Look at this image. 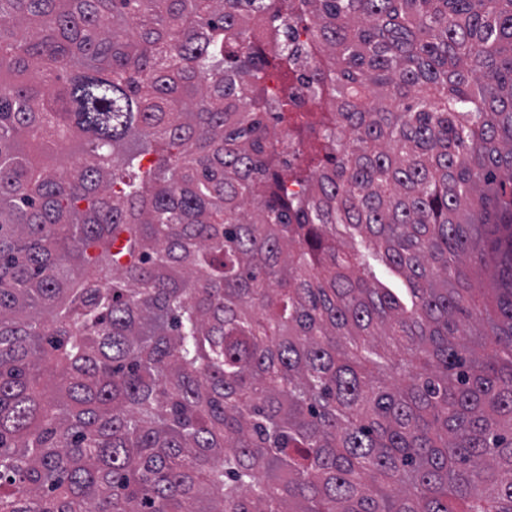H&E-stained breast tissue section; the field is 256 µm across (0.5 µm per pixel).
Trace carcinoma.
Returning <instances> with one entry per match:
<instances>
[{"label":"carcinoma","instance_id":"obj_1","mask_svg":"<svg viewBox=\"0 0 512 512\" xmlns=\"http://www.w3.org/2000/svg\"><path fill=\"white\" fill-rule=\"evenodd\" d=\"M0 512H512V0H0ZM266 72L269 74L274 84L278 87H288V94L293 96V105L297 111H306L311 106L319 104L324 110L329 111L332 108L331 101L328 96L324 95L319 100H314L307 92L303 80H296L294 83L288 85V78L284 73V70L279 68L277 65L271 64L266 67ZM271 84L268 86V91L275 92L276 86Z\"/></svg>","mask_w":512,"mask_h":512}]
</instances>
